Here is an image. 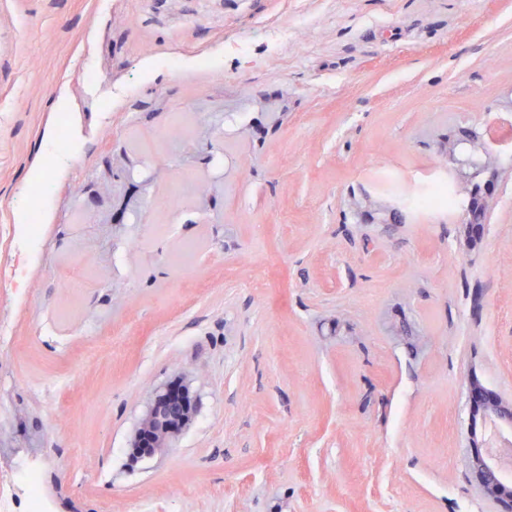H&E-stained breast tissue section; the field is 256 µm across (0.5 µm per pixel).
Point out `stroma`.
Returning a JSON list of instances; mask_svg holds the SVG:
<instances>
[{"mask_svg":"<svg viewBox=\"0 0 512 512\" xmlns=\"http://www.w3.org/2000/svg\"><path fill=\"white\" fill-rule=\"evenodd\" d=\"M510 89L512 0H0V488L36 460L53 512H494L466 382L512 401V177L472 247L350 202L442 176L434 138ZM178 379L193 421L131 460ZM351 208L355 215L370 217L372 224L392 223L391 215L395 211L387 201L374 199L366 192H361L358 197L355 194L351 197ZM392 218L394 221L403 219L398 211L393 212Z\"/></svg>","mask_w":512,"mask_h":512,"instance_id":"1","label":"stroma"}]
</instances>
